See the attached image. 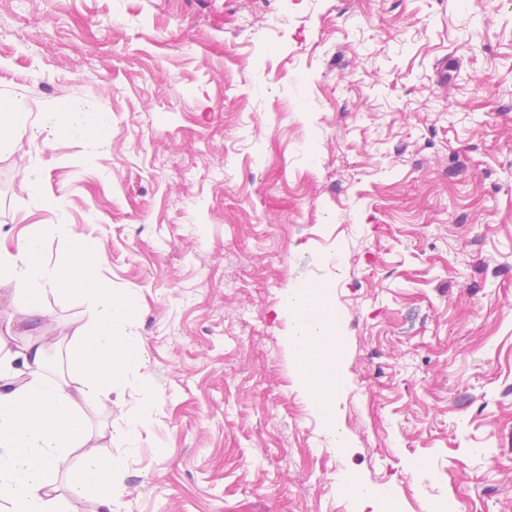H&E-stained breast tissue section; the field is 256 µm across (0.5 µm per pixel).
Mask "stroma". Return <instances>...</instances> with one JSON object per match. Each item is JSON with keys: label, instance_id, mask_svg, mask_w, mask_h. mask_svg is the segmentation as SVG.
Segmentation results:
<instances>
[{"label": "stroma", "instance_id": "stroma-1", "mask_svg": "<svg viewBox=\"0 0 512 512\" xmlns=\"http://www.w3.org/2000/svg\"><path fill=\"white\" fill-rule=\"evenodd\" d=\"M0 249L73 224L135 298L146 366L78 395L94 318L42 298L45 349L123 456L112 512H512V0H0ZM110 142L49 139L60 109ZM40 174L60 210L30 207ZM336 283L350 438L330 450L290 362L283 293ZM19 97H0V153H14L18 135L26 123L28 113L20 112ZM340 489L356 506V512H400L397 500L389 489L374 487L356 473L347 472L340 479Z\"/></svg>", "mask_w": 512, "mask_h": 512}]
</instances>
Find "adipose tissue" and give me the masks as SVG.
I'll return each instance as SVG.
<instances>
[{
    "instance_id": "obj_1",
    "label": "adipose tissue",
    "mask_w": 512,
    "mask_h": 512,
    "mask_svg": "<svg viewBox=\"0 0 512 512\" xmlns=\"http://www.w3.org/2000/svg\"><path fill=\"white\" fill-rule=\"evenodd\" d=\"M50 133L56 138L105 142L114 133L112 116L63 111L57 113ZM51 238L71 244L69 253L55 263L45 251ZM103 259V253L84 247L75 225L46 224L28 237L21 253L0 252V284L16 282L27 293L29 303L21 311L25 323L49 321L41 298L50 290L77 294L97 309L95 321L73 336L71 364L82 379L84 393L108 397L124 375L143 369L146 360L138 338L117 329L135 303L113 294L101 279L98 267ZM335 296L334 284L311 283L287 290L282 308L290 323L292 366L306 402L328 447L340 452L351 442L336 415V400L346 383V320ZM88 438L86 423L66 385L44 373L43 347L30 345L12 353L0 337V501L9 504L10 512H61L54 477L67 468L72 450ZM123 467L119 457L103 462L88 456L70 490L110 507L120 491L116 477ZM340 489L359 512H399L390 490L374 487L356 473L343 474Z\"/></svg>"
}]
</instances>
